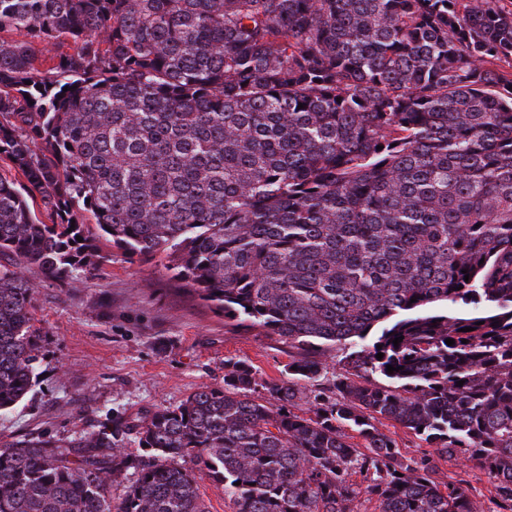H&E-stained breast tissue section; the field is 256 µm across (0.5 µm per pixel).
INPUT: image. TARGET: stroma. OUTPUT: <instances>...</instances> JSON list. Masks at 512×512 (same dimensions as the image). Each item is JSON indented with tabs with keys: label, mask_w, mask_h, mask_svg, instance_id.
<instances>
[{
	"label": "stroma",
	"mask_w": 512,
	"mask_h": 512,
	"mask_svg": "<svg viewBox=\"0 0 512 512\" xmlns=\"http://www.w3.org/2000/svg\"><path fill=\"white\" fill-rule=\"evenodd\" d=\"M110 257L78 286L23 274L36 288L34 326L43 337L41 375L13 409L0 413V445L42 432L72 439L106 420L174 407L203 387L224 384V367L253 365L259 378L281 380L287 344L245 329L182 287L163 256L145 261L101 242ZM439 481L465 480L480 512H495L477 465L437 460Z\"/></svg>",
	"instance_id": "stroma-1"
}]
</instances>
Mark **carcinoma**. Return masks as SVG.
Listing matches in <instances>:
<instances>
[{"mask_svg":"<svg viewBox=\"0 0 512 512\" xmlns=\"http://www.w3.org/2000/svg\"><path fill=\"white\" fill-rule=\"evenodd\" d=\"M0 162V411L38 376L21 269L77 286L89 224L295 350L0 445V512H206L198 471L232 512H476L380 418L512 512V0H0ZM378 427L398 442L402 453L408 459L420 461V459L434 457L438 468L437 478L439 481L448 482L464 479L472 498L478 502L479 512L497 510L496 505L490 499L488 477L478 465L468 463V467L462 470L454 461L438 459L433 456V448H429L426 443L420 441L400 425L383 420V423L378 424Z\"/></svg>","mask_w":512,"mask_h":512,"instance_id":"1","label":"carcinoma"}]
</instances>
